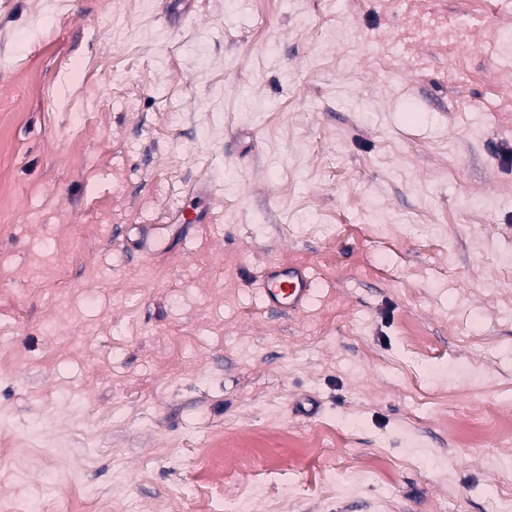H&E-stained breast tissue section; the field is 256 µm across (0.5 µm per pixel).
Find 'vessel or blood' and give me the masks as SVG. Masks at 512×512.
<instances>
[{"label":"vessel or blood","instance_id":"vessel-or-blood-1","mask_svg":"<svg viewBox=\"0 0 512 512\" xmlns=\"http://www.w3.org/2000/svg\"><path fill=\"white\" fill-rule=\"evenodd\" d=\"M260 299L269 310L298 313L313 296V278L301 265L266 264L259 275Z\"/></svg>","mask_w":512,"mask_h":512}]
</instances>
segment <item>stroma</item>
Segmentation results:
<instances>
[{
    "label": "stroma",
    "mask_w": 512,
    "mask_h": 512,
    "mask_svg": "<svg viewBox=\"0 0 512 512\" xmlns=\"http://www.w3.org/2000/svg\"><path fill=\"white\" fill-rule=\"evenodd\" d=\"M505 15L512 0H0V469L24 466L0 502L52 474L62 501L77 483L106 512H197L209 432L333 421L334 484L301 457L249 512H512V443L440 424L512 416ZM201 180L212 223L171 222ZM271 261L309 268L301 314L262 307ZM382 453L387 478L364 469Z\"/></svg>",
    "instance_id": "stroma-1"
}]
</instances>
